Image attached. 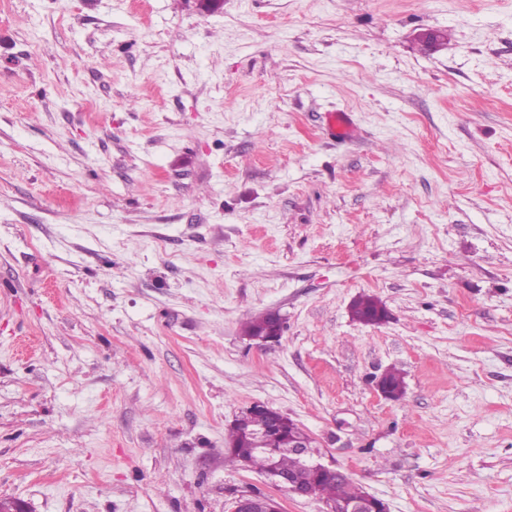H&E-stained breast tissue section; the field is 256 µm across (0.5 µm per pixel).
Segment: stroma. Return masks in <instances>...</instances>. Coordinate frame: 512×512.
<instances>
[{"instance_id":"35a3bbf8","label":"stroma","mask_w":512,"mask_h":512,"mask_svg":"<svg viewBox=\"0 0 512 512\" xmlns=\"http://www.w3.org/2000/svg\"><path fill=\"white\" fill-rule=\"evenodd\" d=\"M254 403L389 512H512V0H0V498L323 512L225 464ZM327 129L340 141H348L355 135V128L345 112H332L326 117ZM352 314L360 322L373 324L371 321L379 314L386 317L385 308L374 297L360 295L352 304ZM281 320H274L270 314L260 315L250 320L245 328L244 335L246 337L257 336L253 338L258 342L257 346H265L271 342H277L280 336L273 335H259V333H274L281 334L282 326ZM280 505L273 498L252 493H241L231 501L229 512H280Z\"/></svg>"}]
</instances>
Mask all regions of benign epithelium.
<instances>
[{
    "mask_svg": "<svg viewBox=\"0 0 512 512\" xmlns=\"http://www.w3.org/2000/svg\"><path fill=\"white\" fill-rule=\"evenodd\" d=\"M256 411H262L267 415V425L259 433L252 432L246 427L247 417ZM230 427L241 429L242 444L252 448L260 446L263 437L267 434H285L288 448L301 456L309 468L321 475L341 473V470L330 468L320 461L319 454L315 451L314 438L301 425L263 404L255 403L239 412L230 423ZM267 476L274 486L286 490L292 496L314 498L323 502L326 512H388L386 503L373 495L360 503L328 502L320 491L304 486L294 475L281 471L273 461L270 462ZM229 512H280V505L269 496L261 497L253 492L241 493L232 499Z\"/></svg>",
    "mask_w": 512,
    "mask_h": 512,
    "instance_id": "7a95c632",
    "label": "benign epithelium"
}]
</instances>
